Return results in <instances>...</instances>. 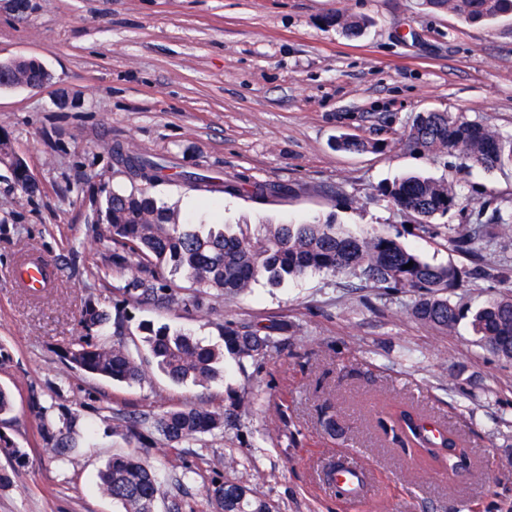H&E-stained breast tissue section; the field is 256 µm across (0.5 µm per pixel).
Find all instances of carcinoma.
<instances>
[{
	"label": "carcinoma",
	"instance_id": "obj_1",
	"mask_svg": "<svg viewBox=\"0 0 512 512\" xmlns=\"http://www.w3.org/2000/svg\"><path fill=\"white\" fill-rule=\"evenodd\" d=\"M437 10H448L469 23H487L512 15V0H423ZM331 21L349 36L359 35L364 23L344 15ZM14 75L12 86H24L38 78L42 65L34 59L5 63ZM391 142L425 152L455 154L464 167L491 171L512 167V138H503L488 126L467 121L448 112H420L404 133L396 132ZM386 142H369L344 137L336 142L340 150H382ZM112 160L132 181L137 191H112L105 199L103 238L112 242L108 269L121 275L112 286L113 313L98 303L86 301L81 315L83 334L62 347L60 358L70 367L87 374L133 385L141 383L151 363L177 384L188 380L205 384L215 376V365L224 354L239 364L257 362L283 344L280 334L288 331L282 323L269 325L228 322L223 328V346L205 345L189 333L175 332L167 325L139 323L134 338L127 307H153L179 311L187 307L209 313L215 298L238 296L265 279L279 283L287 276L309 271L339 273L357 271L365 280L393 291L409 292L415 303L411 314L426 325L452 331L460 310L448 300L462 272L454 264L434 265L407 249L383 231L355 236L336 225L261 224L255 234L233 232L223 224H183L177 211L150 192L163 180L167 165L150 157L131 154L112 146ZM398 207L410 212L420 224L445 216L459 202L455 185L422 175H407L380 188ZM485 225L469 224L451 228L455 251L472 254L483 236ZM413 263L406 269L404 265ZM184 274L189 286L182 287L164 277L162 270ZM480 344L490 353L512 360V294L490 301L472 320ZM243 396L231 392L227 403L215 408L203 401L170 408L160 414H116L115 430L143 447H148L144 428L162 437L164 448L172 451L206 434L224 432L232 421L246 412ZM391 431H399L407 445L442 451L443 470L456 472L470 467L465 448L453 430L430 434L422 416L404 406L388 413ZM48 451L64 456L73 445L64 433H47ZM0 452L23 466L27 453L0 432ZM100 492L121 504L123 512H155L163 495L154 469L136 454L114 456L99 472ZM213 512H274L269 500L256 486L229 479H214L205 487Z\"/></svg>",
	"mask_w": 512,
	"mask_h": 512
}]
</instances>
